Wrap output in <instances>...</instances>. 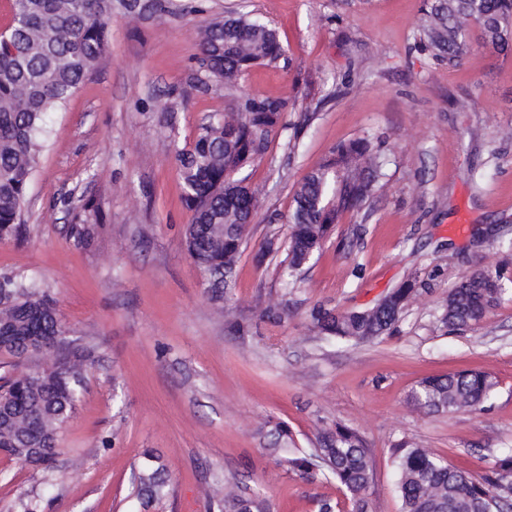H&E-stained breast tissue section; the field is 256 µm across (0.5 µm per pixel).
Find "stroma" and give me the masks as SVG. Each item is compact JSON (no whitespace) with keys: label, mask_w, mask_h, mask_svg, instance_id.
<instances>
[{"label":"stroma","mask_w":512,"mask_h":512,"mask_svg":"<svg viewBox=\"0 0 512 512\" xmlns=\"http://www.w3.org/2000/svg\"><path fill=\"white\" fill-rule=\"evenodd\" d=\"M124 0L108 48L78 91L47 113L22 241L0 243V274L44 283L69 339L94 350L83 389L43 472L0 451V512H222L224 493H260L269 512L343 501L270 454L278 423L310 450L342 424L371 450L368 512H400L393 449H429L483 474L512 448V296L477 326L443 321L449 289L475 265L512 273V55L473 48L451 69L415 47L424 0ZM247 12L286 50L240 85L289 110L247 170L258 212L234 288L216 297L189 257L179 149L236 93L198 62L206 21ZM380 134L385 176L371 208L348 213L295 287L285 252L298 183L338 143ZM101 207L92 218L76 205ZM90 224L88 242L72 225ZM439 277H432V270ZM422 284L395 330L352 344L311 320L373 307ZM462 370L497 383L484 409H415L425 377ZM159 454L169 494L142 506L133 475Z\"/></svg>","instance_id":"stroma-1"}]
</instances>
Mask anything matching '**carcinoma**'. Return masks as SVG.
Masks as SVG:
<instances>
[{
  "label": "carcinoma",
  "instance_id": "1",
  "mask_svg": "<svg viewBox=\"0 0 512 512\" xmlns=\"http://www.w3.org/2000/svg\"><path fill=\"white\" fill-rule=\"evenodd\" d=\"M114 0H4L0 6V240L22 230L27 192L46 139L45 115L79 89L108 47ZM478 43L498 55L512 54V0H424L419 47L450 68ZM199 62L229 88L256 65L277 66L286 52L277 32L246 13L212 20L199 28ZM288 100L241 93L230 115L202 124L195 141L178 154L183 195L191 212L187 251L212 288L234 287L243 239L240 225L253 223L257 191L224 189V176L239 174L261 158L283 124ZM381 136L336 145L298 184L288 215L291 224L287 281H296L306 259L319 250L344 214L370 206L383 176ZM506 272L477 265L448 292V326L479 324L509 291ZM415 291L406 284L370 309L336 314L311 310L321 333L367 342L391 332ZM0 353L18 365L39 352V342L69 346L56 303L34 282L0 276ZM81 372L27 370L0 384V448L18 447L16 424L30 427V446L42 449L41 467L55 461L59 430L80 397ZM496 383L486 373L461 371L421 380L411 403L428 412H454L488 401ZM288 429L277 430L281 462L306 479L334 478L347 492V512H368L373 475L370 448L354 430L336 425L323 432L308 455L288 452ZM401 512H498L512 497V449L474 477L440 455L405 442L394 448ZM136 481L142 505L168 495L169 484L144 454ZM224 512H266L258 494H224Z\"/></svg>",
  "mask_w": 512,
  "mask_h": 512
}]
</instances>
